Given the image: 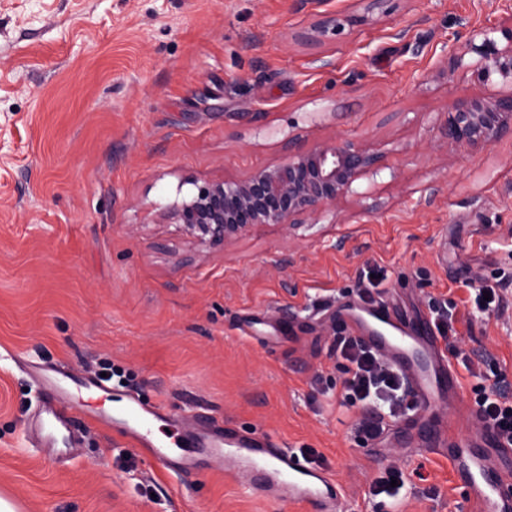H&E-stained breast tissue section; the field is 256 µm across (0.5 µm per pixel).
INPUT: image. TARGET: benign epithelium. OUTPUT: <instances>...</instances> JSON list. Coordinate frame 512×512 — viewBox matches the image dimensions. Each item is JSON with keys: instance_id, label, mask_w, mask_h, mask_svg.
Wrapping results in <instances>:
<instances>
[{"instance_id": "1", "label": "benign epithelium", "mask_w": 512, "mask_h": 512, "mask_svg": "<svg viewBox=\"0 0 512 512\" xmlns=\"http://www.w3.org/2000/svg\"><path fill=\"white\" fill-rule=\"evenodd\" d=\"M368 21L366 15L325 13L312 26L318 39ZM503 46L480 28L471 32L466 53L450 51V69H465L480 82L501 78L509 88L482 97H459L446 112L442 137L448 150H485L512 134V28L502 31ZM475 55L465 62V54ZM377 156L366 145L324 142L297 149L282 162L258 168L240 180H223L197 188L162 213L197 246H225L256 224L298 223L316 218L323 208L349 193Z\"/></svg>"}]
</instances>
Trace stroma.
<instances>
[{
	"instance_id": "1",
	"label": "stroma",
	"mask_w": 512,
	"mask_h": 512,
	"mask_svg": "<svg viewBox=\"0 0 512 512\" xmlns=\"http://www.w3.org/2000/svg\"><path fill=\"white\" fill-rule=\"evenodd\" d=\"M386 9L315 42L313 0H0V497L18 512H306L205 457L161 469L120 432L131 393L167 407L159 441L201 413L315 449L343 512H464L452 466L413 454L406 421L371 441L365 407L340 406L336 307L387 297L415 322L448 303L462 348L492 358L459 371L461 405L499 374L512 397V290L472 318L465 288L512 276V139L449 151V106L490 87L435 76L471 30L512 27V0ZM335 139L377 167L311 223L196 249L158 220L197 186ZM33 363L76 382L64 468L29 440ZM106 367L109 397L79 387ZM391 466L397 511L370 493Z\"/></svg>"
}]
</instances>
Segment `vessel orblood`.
I'll return each instance as SVG.
<instances>
[{
	"mask_svg": "<svg viewBox=\"0 0 512 512\" xmlns=\"http://www.w3.org/2000/svg\"><path fill=\"white\" fill-rule=\"evenodd\" d=\"M364 323V341L397 367L423 405L455 400L461 387L428 323H420L410 332L401 329L394 324L385 300L367 310ZM37 379L43 391L41 448L58 459L71 457L72 446L59 444L69 435L70 408L65 404L68 389L61 379L46 373L38 374ZM122 414L133 438L150 451L161 468L188 465L184 454L154 442L152 427L161 416L160 407L144 405L132 396ZM181 423L198 451L217 462L227 459L236 463L237 477L254 493L274 501L305 503L310 512H338L341 497L330 478L293 450L272 445L263 438L238 436L214 418L202 422L188 416ZM420 442L421 453L452 461L458 484L471 505L470 512H512V445L498 441L485 428L465 441L438 434L421 437Z\"/></svg>",
	"mask_w": 512,
	"mask_h": 512,
	"instance_id": "vessel-or-blood-1",
	"label": "vessel or blood"
}]
</instances>
